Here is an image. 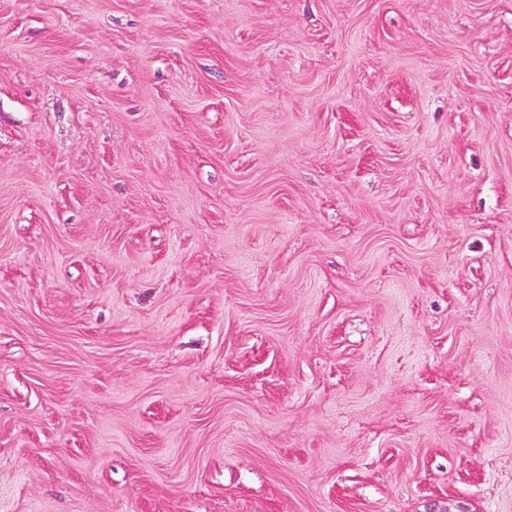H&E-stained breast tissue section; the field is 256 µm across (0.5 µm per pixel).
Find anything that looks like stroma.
Listing matches in <instances>:
<instances>
[{"instance_id":"stroma-1","label":"stroma","mask_w":512,"mask_h":512,"mask_svg":"<svg viewBox=\"0 0 512 512\" xmlns=\"http://www.w3.org/2000/svg\"><path fill=\"white\" fill-rule=\"evenodd\" d=\"M0 512H512V0H0Z\"/></svg>"}]
</instances>
